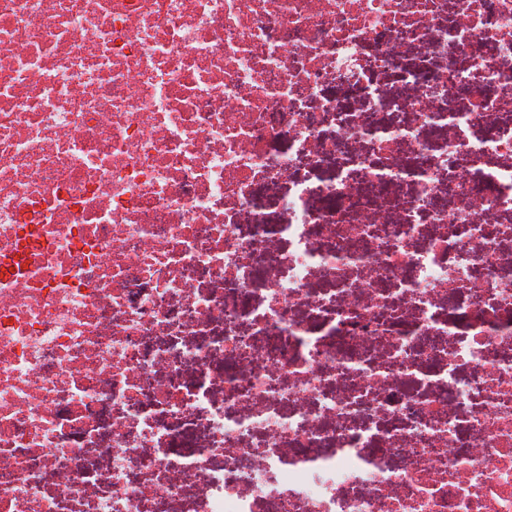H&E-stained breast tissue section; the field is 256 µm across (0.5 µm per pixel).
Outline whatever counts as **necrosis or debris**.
<instances>
[{
    "mask_svg": "<svg viewBox=\"0 0 512 512\" xmlns=\"http://www.w3.org/2000/svg\"><path fill=\"white\" fill-rule=\"evenodd\" d=\"M0 512H512V0H0Z\"/></svg>",
    "mask_w": 512,
    "mask_h": 512,
    "instance_id": "1",
    "label": "necrosis or debris"
}]
</instances>
